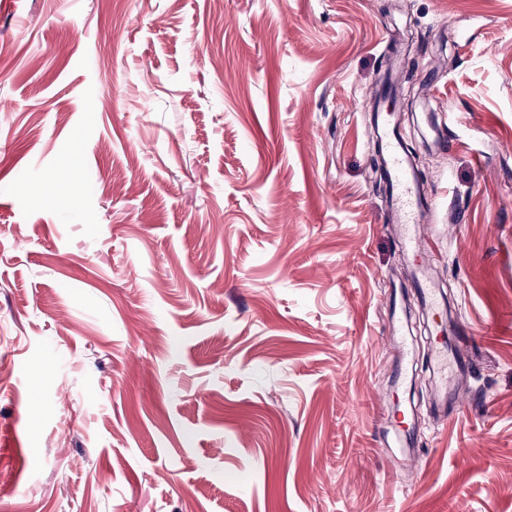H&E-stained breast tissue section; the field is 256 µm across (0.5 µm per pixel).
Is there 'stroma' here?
Returning <instances> with one entry per match:
<instances>
[{
  "instance_id": "obj_1",
  "label": "stroma",
  "mask_w": 512,
  "mask_h": 512,
  "mask_svg": "<svg viewBox=\"0 0 512 512\" xmlns=\"http://www.w3.org/2000/svg\"><path fill=\"white\" fill-rule=\"evenodd\" d=\"M397 51L473 338L404 449ZM0 512H512V0H0Z\"/></svg>"
}]
</instances>
